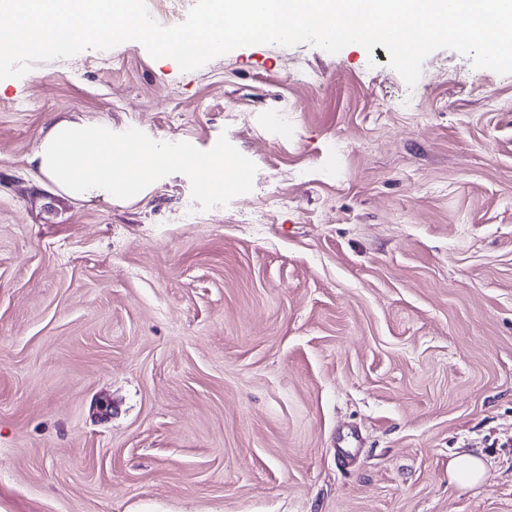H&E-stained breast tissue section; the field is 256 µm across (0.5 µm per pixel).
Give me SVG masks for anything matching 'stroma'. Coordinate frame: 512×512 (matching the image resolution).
<instances>
[{"label": "stroma", "instance_id": "1", "mask_svg": "<svg viewBox=\"0 0 512 512\" xmlns=\"http://www.w3.org/2000/svg\"><path fill=\"white\" fill-rule=\"evenodd\" d=\"M389 60L128 41L0 80V512H512V74ZM72 115L239 185L72 200L32 161ZM451 480L457 484H475L484 478L485 471L481 460L473 455L457 456L448 466Z\"/></svg>", "mask_w": 512, "mask_h": 512}]
</instances>
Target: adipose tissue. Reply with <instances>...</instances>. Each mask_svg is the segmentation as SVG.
I'll return each mask as SVG.
<instances>
[{
	"instance_id": "1",
	"label": "adipose tissue",
	"mask_w": 512,
	"mask_h": 512,
	"mask_svg": "<svg viewBox=\"0 0 512 512\" xmlns=\"http://www.w3.org/2000/svg\"><path fill=\"white\" fill-rule=\"evenodd\" d=\"M38 170L73 199L127 196L141 191L155 171L180 165L194 167L204 187L224 190V158L145 148L135 139L114 140L111 126L80 118L55 122L35 155Z\"/></svg>"
}]
</instances>
